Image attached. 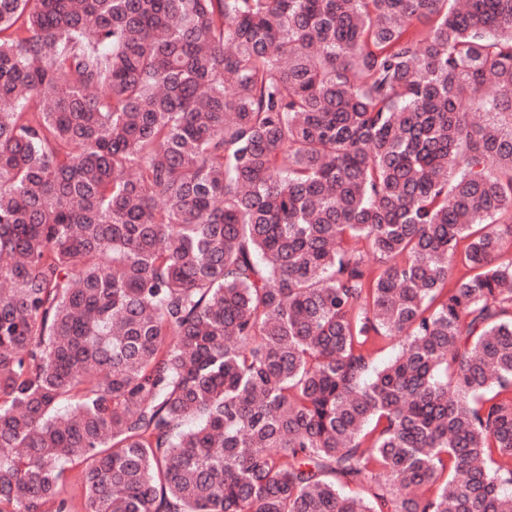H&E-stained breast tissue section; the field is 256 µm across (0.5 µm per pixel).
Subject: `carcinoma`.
I'll use <instances>...</instances> for the list:
<instances>
[{"label": "carcinoma", "instance_id": "carcinoma-1", "mask_svg": "<svg viewBox=\"0 0 512 512\" xmlns=\"http://www.w3.org/2000/svg\"><path fill=\"white\" fill-rule=\"evenodd\" d=\"M4 101L0 512H512V0H0Z\"/></svg>", "mask_w": 512, "mask_h": 512}]
</instances>
